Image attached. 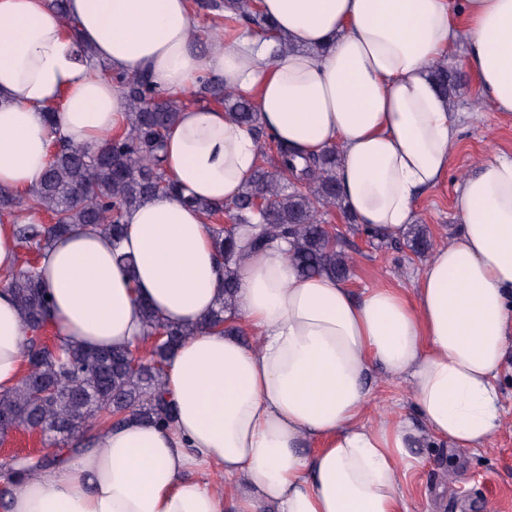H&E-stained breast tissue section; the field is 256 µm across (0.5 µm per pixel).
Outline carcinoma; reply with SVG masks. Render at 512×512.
I'll list each match as a JSON object with an SVG mask.
<instances>
[{
	"label": "carcinoma",
	"instance_id": "1",
	"mask_svg": "<svg viewBox=\"0 0 512 512\" xmlns=\"http://www.w3.org/2000/svg\"><path fill=\"white\" fill-rule=\"evenodd\" d=\"M211 7L232 10L231 19L244 26L270 29L252 0H215ZM431 78L445 99L455 98L458 77L453 69L440 62L433 66ZM118 82L128 103L126 131L95 151L64 139L59 142L38 186L29 194L30 208L44 212L50 222L13 225L20 248L43 255L55 238L73 227L95 229L116 241L123 235L126 210L173 190L161 152L183 102L155 88L142 72L120 76ZM199 93L224 104V111L252 127L256 135L271 138L257 125L251 104L236 93L209 79L202 80ZM338 167V154L331 149L306 161L299 174L294 159L280 148L276 170L257 164L246 189L231 202L216 205L186 198L185 202L215 221L211 234L224 259V299L203 323L192 327L168 325L153 309L143 308L141 342L149 345V357L137 364L127 348L94 349L59 335L45 344L30 337L25 375L14 388L0 391V439L20 430H38L58 448L67 446L72 452L76 432L119 422L129 413L162 427L171 425L175 410L164 389L165 362L187 337L224 326L234 310L243 255L236 251L233 226L263 225L252 239L256 248L271 239L287 240L290 259L302 274L331 275L340 281L349 276L356 256L342 249L324 228L318 210L320 204L340 201ZM226 213L232 223H218ZM408 246L419 255L428 251L430 240L424 227L411 229ZM3 289L12 294L30 331L48 326L50 300L40 287L35 265L8 275ZM65 459L64 453L49 457L30 452L13 464L18 473L32 479Z\"/></svg>",
	"mask_w": 512,
	"mask_h": 512
}]
</instances>
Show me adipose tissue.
Instances as JSON below:
<instances>
[{
    "mask_svg": "<svg viewBox=\"0 0 512 512\" xmlns=\"http://www.w3.org/2000/svg\"><path fill=\"white\" fill-rule=\"evenodd\" d=\"M272 36L239 30L199 49L188 0H0V187L36 188L58 138L94 150L127 125L117 76L147 73L180 96L200 76L251 102L297 159L340 156L342 197L389 239L448 169L459 122L430 77L466 43L480 99L512 121V0H256ZM296 44L283 53L280 41ZM250 127L184 108L168 136L175 193L126 211L127 234L75 229L41 259L52 322L88 347L136 343L140 308L168 323L203 321L224 268L209 220L184 203L232 201L250 180ZM458 228L413 294H353L303 275L289 245L247 252L237 293L255 344L226 330L186 339L168 358L173 426L135 416L103 424L87 451L12 481L0 512H410L424 460L397 413H369L372 369L403 380L426 435L480 451L502 425L497 376L512 348V157L489 153L457 187ZM28 331L0 292V390L27 364ZM314 451H305L307 443ZM218 471L223 482L210 479Z\"/></svg>",
    "mask_w": 512,
    "mask_h": 512,
    "instance_id": "adipose-tissue-1",
    "label": "adipose tissue"
}]
</instances>
